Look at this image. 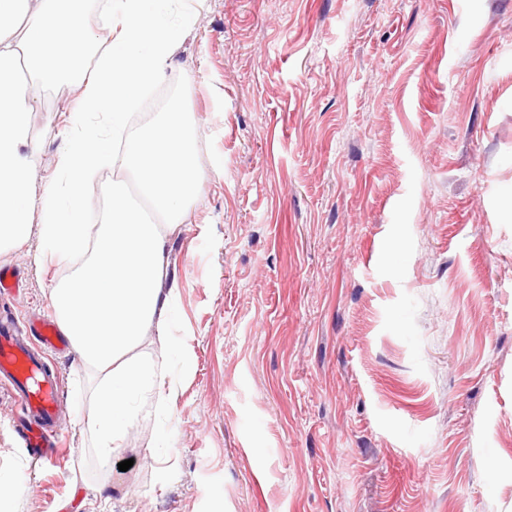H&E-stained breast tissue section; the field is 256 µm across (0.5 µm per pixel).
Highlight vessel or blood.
Returning <instances> with one entry per match:
<instances>
[{
	"label": "vessel or blood",
	"instance_id": "obj_1",
	"mask_svg": "<svg viewBox=\"0 0 512 512\" xmlns=\"http://www.w3.org/2000/svg\"><path fill=\"white\" fill-rule=\"evenodd\" d=\"M67 347L58 326L36 318L18 323L0 318V384L16 396L21 414L19 433L37 460L53 463L62 453L56 413L62 381L53 372L48 357Z\"/></svg>",
	"mask_w": 512,
	"mask_h": 512
}]
</instances>
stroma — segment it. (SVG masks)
I'll return each mask as SVG.
<instances>
[{"instance_id":"obj_1","label":"stroma","mask_w":512,"mask_h":512,"mask_svg":"<svg viewBox=\"0 0 512 512\" xmlns=\"http://www.w3.org/2000/svg\"><path fill=\"white\" fill-rule=\"evenodd\" d=\"M171 10L196 25L129 128L159 123L171 88L197 131L203 179L169 245L177 316L135 349L178 392L145 400L105 462L93 372L54 358L69 458L50 466L0 387L15 512H512V0ZM28 94L39 198L80 88ZM40 249L34 232L0 258L21 322L53 318L72 271Z\"/></svg>"}]
</instances>
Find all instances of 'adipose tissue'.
I'll return each mask as SVG.
<instances>
[{"mask_svg": "<svg viewBox=\"0 0 512 512\" xmlns=\"http://www.w3.org/2000/svg\"><path fill=\"white\" fill-rule=\"evenodd\" d=\"M194 23L193 13L172 14L169 0H107L111 40L95 50L83 0H0V257L35 230L43 258L77 261L49 298L61 330L99 376L87 425L106 460L123 446L138 398L163 406L175 394L156 365L133 351L151 332L167 340L179 296L169 282L167 245L187 222L201 183L197 136L177 106L134 134L127 122ZM73 77L81 95L58 159L59 179L37 200L25 84L33 78L54 86ZM118 157L160 223L142 222L116 182L102 223L87 224L85 187Z\"/></svg>", "mask_w": 512, "mask_h": 512, "instance_id": "1", "label": "adipose tissue"}]
</instances>
